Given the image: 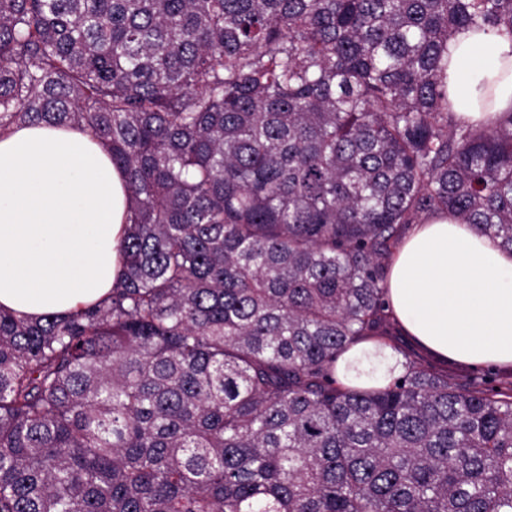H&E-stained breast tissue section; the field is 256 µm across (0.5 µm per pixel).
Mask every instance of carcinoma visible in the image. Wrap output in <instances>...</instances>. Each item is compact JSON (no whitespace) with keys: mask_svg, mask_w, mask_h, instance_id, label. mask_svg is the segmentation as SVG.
I'll return each instance as SVG.
<instances>
[{"mask_svg":"<svg viewBox=\"0 0 512 512\" xmlns=\"http://www.w3.org/2000/svg\"><path fill=\"white\" fill-rule=\"evenodd\" d=\"M468 26L512 0H0V132L91 130L132 199L107 300L0 309V512H512V381H336L409 225L512 251Z\"/></svg>","mask_w":512,"mask_h":512,"instance_id":"1","label":"carcinoma"}]
</instances>
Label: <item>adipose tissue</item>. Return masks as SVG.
<instances>
[{
	"instance_id": "ef3b65f1",
	"label": "adipose tissue",
	"mask_w": 512,
	"mask_h": 512,
	"mask_svg": "<svg viewBox=\"0 0 512 512\" xmlns=\"http://www.w3.org/2000/svg\"><path fill=\"white\" fill-rule=\"evenodd\" d=\"M448 100L461 125L512 112V36L461 29L448 40ZM131 199L124 173L90 131L35 123L0 135V307L67 315L106 298L116 279ZM402 331L439 360L512 369V252L453 213L401 242L387 273ZM402 372L393 349L355 345L336 365L344 386Z\"/></svg>"
}]
</instances>
